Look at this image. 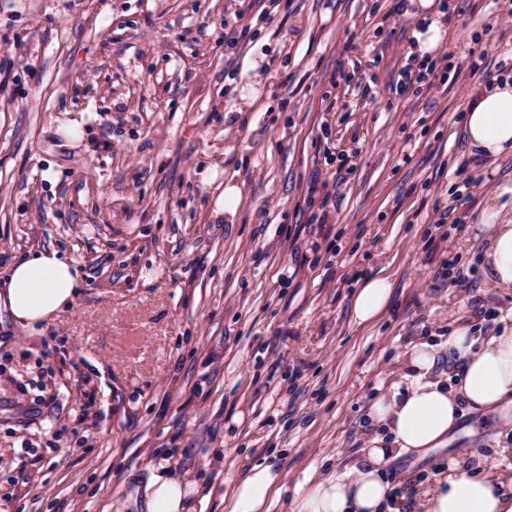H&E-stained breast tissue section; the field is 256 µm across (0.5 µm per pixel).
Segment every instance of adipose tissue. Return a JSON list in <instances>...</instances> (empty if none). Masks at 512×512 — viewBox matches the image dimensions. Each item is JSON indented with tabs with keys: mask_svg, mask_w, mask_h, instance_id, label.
<instances>
[{
	"mask_svg": "<svg viewBox=\"0 0 512 512\" xmlns=\"http://www.w3.org/2000/svg\"><path fill=\"white\" fill-rule=\"evenodd\" d=\"M470 155L491 161L512 154V78L474 89L464 117ZM512 184L499 187L480 216L490 234L482 253L493 287L512 288ZM80 283L76 265L57 250L35 248L10 266L0 307L28 327L46 322L69 307ZM392 283L383 275L358 287L353 313L358 324L374 321L387 307ZM462 366L455 377L433 379L436 349L419 341L408 348L412 382L403 395L376 399L369 412L381 432L367 450V463L341 477L309 481L293 512H392L387 467L406 454L425 455L445 447L465 412L491 417L512 427V326L477 342L470 324H458L449 338ZM282 489L279 471L255 465L224 498L225 512H269ZM191 491L181 479L158 469L146 487L147 512H196ZM419 512H512V468L496 473L456 465L425 489Z\"/></svg>",
	"mask_w": 512,
	"mask_h": 512,
	"instance_id": "ef3b65f1",
	"label": "adipose tissue"
}]
</instances>
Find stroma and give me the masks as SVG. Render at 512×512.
Returning <instances> with one entry per match:
<instances>
[{"instance_id":"1","label":"stroma","mask_w":512,"mask_h":512,"mask_svg":"<svg viewBox=\"0 0 512 512\" xmlns=\"http://www.w3.org/2000/svg\"><path fill=\"white\" fill-rule=\"evenodd\" d=\"M505 8L0 0V281L39 247L81 276L38 330L0 310V512H145L161 467L224 512L259 463L282 475L270 512H292L307 478L365 465L411 343L436 344L444 379L458 319L512 325L475 231L512 155L463 138L473 88L512 74ZM426 19L434 71L400 88ZM376 275L392 296L362 326ZM457 463L511 466L512 427L468 415L392 462L400 512ZM392 294V283L387 276L377 275L365 279L357 288L353 301L355 321L368 324L387 307Z\"/></svg>"}]
</instances>
